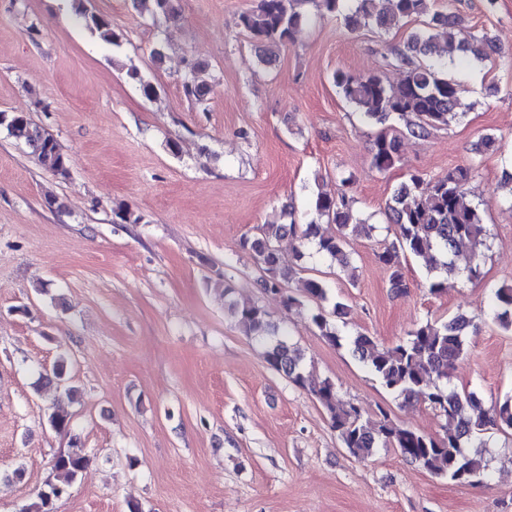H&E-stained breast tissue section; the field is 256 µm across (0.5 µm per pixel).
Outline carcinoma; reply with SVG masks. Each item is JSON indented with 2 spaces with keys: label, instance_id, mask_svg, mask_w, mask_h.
I'll use <instances>...</instances> for the list:
<instances>
[{
  "label": "carcinoma",
  "instance_id": "obj_1",
  "mask_svg": "<svg viewBox=\"0 0 512 512\" xmlns=\"http://www.w3.org/2000/svg\"><path fill=\"white\" fill-rule=\"evenodd\" d=\"M310 0H258L255 7L242 12L239 26L254 40L259 61L269 64L276 48L293 40L306 19L301 10ZM354 6L344 15L351 28L374 25L387 31L402 21L429 16L425 27L414 32L404 48L391 52L393 62L404 70L403 79L396 85L385 83L376 75H353L338 70L333 75L336 87L345 100L361 111L367 121L383 124L397 117L403 120L408 134L424 137L430 130L446 126L457 117L458 84L444 76V64L433 60L438 49L454 45V27L462 18L453 12L430 10V0H386L388 7L377 9V0H353ZM133 6L152 19L175 20L179 16L177 0H132ZM78 20L95 32L105 43L121 46L122 36L112 29L107 18L75 6ZM481 47L454 45L461 58L474 55L487 58L494 52L491 40L480 38ZM208 65L201 61L189 64L183 79L185 95L203 104L212 85L203 78ZM4 124L9 134L31 148L37 160L53 173L68 174L66 158L57 141L30 116L22 111L6 114ZM401 140L398 135L380 133L371 148V166L385 172L402 162ZM472 169L459 167L443 177L412 173L397 188L386 204L388 223L396 227V237L379 255L389 267V288L405 293L407 284L399 252L404 250L430 262L435 276L430 292L441 293L448 287V275L463 272L470 281H479L483 274L480 264L471 260L464 268L457 267L455 258L468 249L476 252L485 235L483 211L466 201ZM354 200L347 193L332 195L319 191L313 194L312 210L315 220L298 224L293 219V204L282 207L279 219L262 224L256 233L240 241L265 273L263 285L275 292L294 275L284 263L278 243L288 236L298 242L295 256L301 257L300 247L313 243L317 252L336 261L339 272L350 281L356 279V268L350 265L346 245L352 234L374 229L356 217ZM334 224L337 232L320 233V224ZM307 297L318 302L310 316L312 324L334 345L344 340L322 303L328 300L322 281L309 278L302 281ZM498 311L496 321L512 329V287L495 291ZM243 332L259 339L264 347L265 361L276 371L284 373L294 383L305 386L308 378L304 355L278 334L267 313L250 302L231 304ZM472 320L455 315L444 322L428 320L409 332L408 338L390 347H381L374 337L357 332L345 340L352 352L376 376L381 385L397 394L404 402L422 401L444 418L443 434L433 436L405 427L393 421L388 413L379 410L377 418H364L363 411L353 403H343L334 384L324 380L313 392L326 410L332 427L348 453L361 460L375 455L380 448H395L407 460L419 464L431 474L453 483L475 485L486 470L479 449L487 443L478 435L488 425L512 430V398H507L494 414L487 415L479 399L472 393H460L448 385V365L467 353L466 340ZM478 447L473 452L471 448ZM91 459L81 448L58 454L52 465L54 479L48 481V493H39L37 500L23 512H53L51 496L54 490L66 489L87 471Z\"/></svg>",
  "mask_w": 512,
  "mask_h": 512
}]
</instances>
